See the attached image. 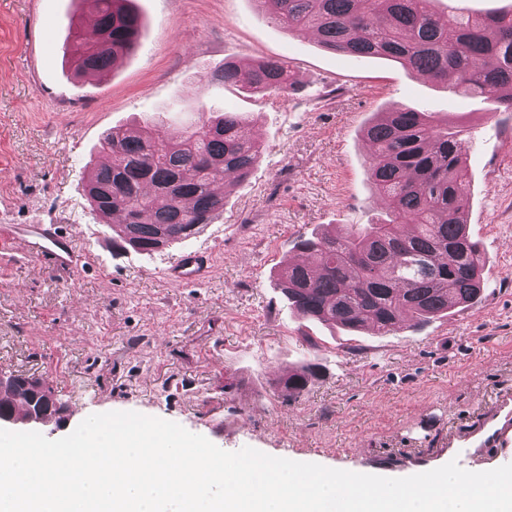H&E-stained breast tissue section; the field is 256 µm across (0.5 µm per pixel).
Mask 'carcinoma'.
Masks as SVG:
<instances>
[{
	"instance_id": "carcinoma-1",
	"label": "carcinoma",
	"mask_w": 512,
	"mask_h": 512,
	"mask_svg": "<svg viewBox=\"0 0 512 512\" xmlns=\"http://www.w3.org/2000/svg\"><path fill=\"white\" fill-rule=\"evenodd\" d=\"M131 0H94L99 48L78 57L82 77L107 75L134 46L139 15ZM290 31L316 33L326 49L386 58L448 86L454 95L492 100L512 112V11L465 13L448 0H255ZM279 98L296 89L280 59L240 66L224 62L209 76ZM161 120L114 127L99 145L107 162L85 186L99 219L131 248L150 252L199 233L224 209L234 181L246 177L262 146L237 112H225L177 135L161 137ZM371 147L369 178L384 215L351 231L300 237L307 261L286 264L278 287L300 315L348 331L381 335L468 307L485 287V259L469 231L468 129L431 113L397 106L364 127ZM318 378L306 364L275 381L278 396L297 400ZM22 386L0 389V410L28 414Z\"/></svg>"
}]
</instances>
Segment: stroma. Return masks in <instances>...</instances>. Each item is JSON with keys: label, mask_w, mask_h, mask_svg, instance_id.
<instances>
[{"label": "stroma", "mask_w": 512, "mask_h": 512, "mask_svg": "<svg viewBox=\"0 0 512 512\" xmlns=\"http://www.w3.org/2000/svg\"><path fill=\"white\" fill-rule=\"evenodd\" d=\"M141 37L100 80L73 75L90 41L85 0H0V225L50 224L87 255L75 269L0 257V368L35 377L70 427L107 411L176 422L217 447L400 478L458 461L448 437L512 396V112L455 96L385 59L323 48L254 0H132ZM284 59L298 82L269 98L209 81L225 59ZM404 105L470 128L468 228L486 257L481 300L386 336L302 318L276 286L299 236L376 220L362 128ZM240 112L263 146L224 211L185 242L140 253L112 242L85 197L99 140L150 115L176 132ZM211 250L201 285L163 270ZM315 364L292 405L274 380Z\"/></svg>", "instance_id": "35a3bbf8"}]
</instances>
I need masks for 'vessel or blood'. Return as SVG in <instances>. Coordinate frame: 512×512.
<instances>
[{
	"instance_id": "obj_1",
	"label": "vessel or blood",
	"mask_w": 512,
	"mask_h": 512,
	"mask_svg": "<svg viewBox=\"0 0 512 512\" xmlns=\"http://www.w3.org/2000/svg\"><path fill=\"white\" fill-rule=\"evenodd\" d=\"M19 250L26 257L45 262L56 269H68L80 259L71 238L57 234L53 226L37 225L28 229L13 224L0 226V250ZM212 269V257L205 251L182 253L165 270L172 282H198ZM458 448L469 456L486 455L490 451L512 452V401H500L488 412L482 427L459 440Z\"/></svg>"
}]
</instances>
